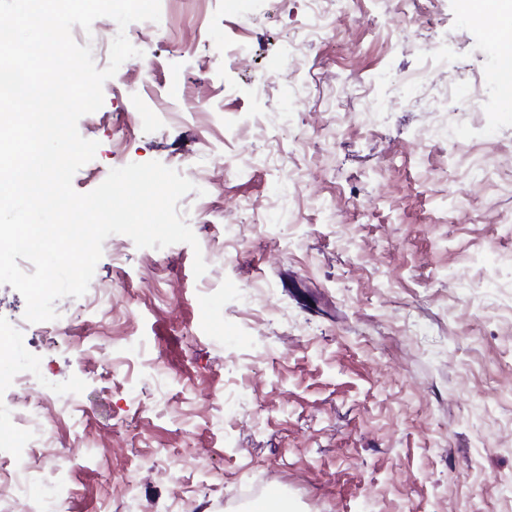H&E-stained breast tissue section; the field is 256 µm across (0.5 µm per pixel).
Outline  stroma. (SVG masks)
<instances>
[{
    "label": "stroma",
    "instance_id": "stroma-1",
    "mask_svg": "<svg viewBox=\"0 0 512 512\" xmlns=\"http://www.w3.org/2000/svg\"><path fill=\"white\" fill-rule=\"evenodd\" d=\"M160 7L151 59L78 121L98 148L72 185L160 162L196 186L200 247L109 236L54 338L0 284V368L36 376L0 385L29 504L244 512L258 481L288 512H512V112L485 30L460 0H329L328 33L309 0Z\"/></svg>",
    "mask_w": 512,
    "mask_h": 512
}]
</instances>
